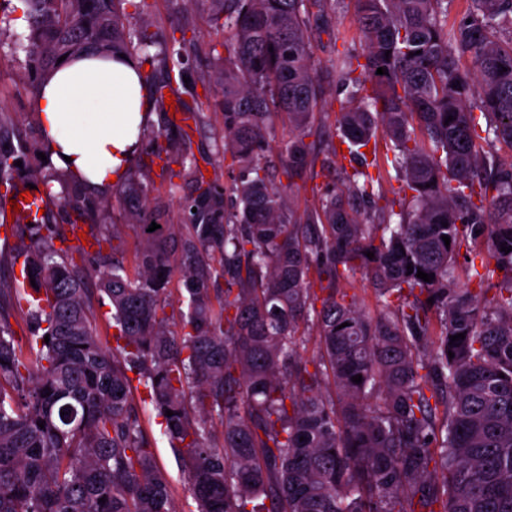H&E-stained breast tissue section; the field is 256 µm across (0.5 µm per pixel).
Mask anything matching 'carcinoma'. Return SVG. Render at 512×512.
Here are the masks:
<instances>
[{
    "label": "carcinoma",
    "mask_w": 512,
    "mask_h": 512,
    "mask_svg": "<svg viewBox=\"0 0 512 512\" xmlns=\"http://www.w3.org/2000/svg\"><path fill=\"white\" fill-rule=\"evenodd\" d=\"M21 2L26 26L0 27V42L25 53L33 99L60 57L89 46L158 64L144 79L159 95L183 80L185 27L153 54L158 41L119 8L141 16L147 0ZM333 2L187 0L224 31V53L209 49L216 82L203 88L218 97L232 182L205 180L186 148L143 128L140 155L193 184L175 221L144 182L93 193L43 171L38 118L23 133L0 108V199L28 177L45 186L25 216L0 225L22 243L36 283L0 289V512H176L130 372L199 512H512V251H501L512 248V166L487 164L484 150L512 146V0H469L451 24L445 0H352L364 49L335 48L322 68L313 33L338 40ZM349 80L337 136L350 167L336 168L333 145L316 172L306 138L324 85ZM277 119L288 140L274 155ZM380 129L398 182L382 207L369 158ZM276 167L287 184L271 180ZM318 177L317 203L298 213V181ZM113 200L139 228L133 276L111 260ZM153 222L161 228L150 232ZM85 226L118 330L110 352L68 245ZM460 256L471 288L456 283ZM175 259L187 302L176 332ZM358 273L375 287L376 315L348 293ZM23 304L34 323L27 348L9 323ZM311 334L318 351L305 359Z\"/></svg>",
    "instance_id": "carcinoma-1"
}]
</instances>
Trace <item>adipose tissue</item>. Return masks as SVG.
Returning <instances> with one entry per match:
<instances>
[{
  "mask_svg": "<svg viewBox=\"0 0 512 512\" xmlns=\"http://www.w3.org/2000/svg\"><path fill=\"white\" fill-rule=\"evenodd\" d=\"M140 71L134 57L88 51L51 72L33 109L52 165L95 191L124 180L137 153L140 126L155 119L152 89Z\"/></svg>",
  "mask_w": 512,
  "mask_h": 512,
  "instance_id": "1",
  "label": "adipose tissue"
}]
</instances>
